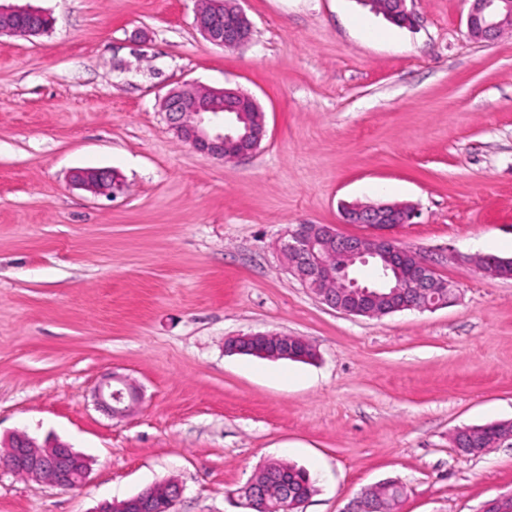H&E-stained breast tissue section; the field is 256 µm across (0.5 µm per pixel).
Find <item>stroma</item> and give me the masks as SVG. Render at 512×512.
<instances>
[{"mask_svg": "<svg viewBox=\"0 0 512 512\" xmlns=\"http://www.w3.org/2000/svg\"><path fill=\"white\" fill-rule=\"evenodd\" d=\"M52 29L0 43V440L57 438L91 461L68 489L0 469V512H95L184 486L177 512H245L269 459L313 473L303 512H343L398 481V512H482L512 492V447L477 458L450 437L512 419V35H467L468 0H408L397 27L359 0H240L238 48L197 30V0H25ZM186 83L238 88L264 116L252 154L219 162L171 131ZM115 171L116 198L71 181ZM412 205L401 245L458 298L380 318L327 307L277 240L341 221L345 203ZM275 332L307 362L224 351ZM142 390L118 420L94 390Z\"/></svg>", "mask_w": 512, "mask_h": 512, "instance_id": "obj_1", "label": "stroma"}]
</instances>
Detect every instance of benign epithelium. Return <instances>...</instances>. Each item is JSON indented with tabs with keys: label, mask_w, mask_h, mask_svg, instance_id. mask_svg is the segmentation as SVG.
Returning a JSON list of instances; mask_svg holds the SVG:
<instances>
[{
	"label": "benign epithelium",
	"mask_w": 512,
	"mask_h": 512,
	"mask_svg": "<svg viewBox=\"0 0 512 512\" xmlns=\"http://www.w3.org/2000/svg\"><path fill=\"white\" fill-rule=\"evenodd\" d=\"M467 15L468 35L481 42H491L512 34V0H470ZM38 16L28 6L0 3V36H29L44 28H18V17ZM195 26L215 46L236 48L251 40L253 26L237 0H213L209 10L199 9ZM161 111L176 137L198 151L223 162L252 154L266 135L264 119L244 122L246 112L258 111V105L247 93L232 88H215L187 83L170 90L161 101ZM72 182L100 194L115 195L123 190L119 178L108 170H76ZM414 217V207L404 203L374 201L353 203L341 210L342 223L359 224L367 232L359 236H343L331 224H299L279 240L278 248L287 261L288 270L309 288L322 303L347 315L374 318L405 310L435 311L454 302L456 290L442 279L435 262L420 253L401 246L394 232ZM374 260L378 278L396 274L389 290L382 292L374 285H365L351 276L358 263ZM493 278L512 279V261L503 259L485 267ZM252 352L269 360H307L314 353L312 346L299 336L274 333H251L231 336L224 341V352ZM97 405L113 418L127 416L139 400L137 386L127 377L112 374L95 391ZM457 452L480 457L488 444L477 429L455 430ZM0 467L26 479L44 481L61 487H78L84 483L90 461L72 447L50 439L40 445L25 434L13 435L5 453L0 454ZM167 500L166 512H175L184 488L175 481L159 483ZM286 496L288 512H302L308 497L288 493V482L280 481ZM153 486L138 494L102 504L97 512H158ZM243 508L257 512L267 499V488L250 480L240 492ZM375 504L368 490H362L344 512H374Z\"/></svg>",
	"instance_id": "7a95c632"
}]
</instances>
